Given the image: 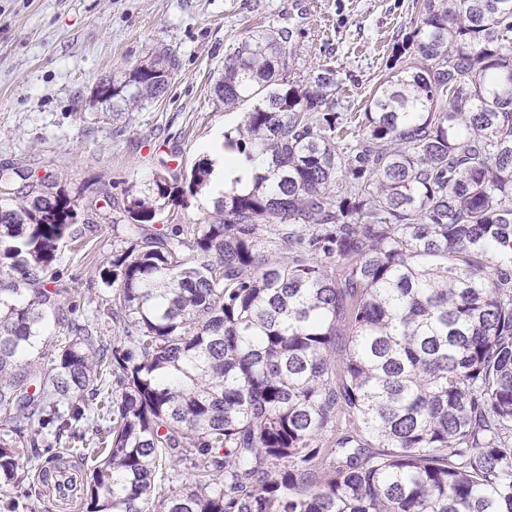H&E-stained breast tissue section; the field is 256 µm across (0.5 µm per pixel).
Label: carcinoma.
<instances>
[{"mask_svg": "<svg viewBox=\"0 0 512 512\" xmlns=\"http://www.w3.org/2000/svg\"><path fill=\"white\" fill-rule=\"evenodd\" d=\"M419 17L351 132L335 69L287 79L288 30L229 47L213 93L253 106L224 146L262 164L195 224L155 217L207 157L107 201L113 345L60 268L72 200L0 170V479L42 473L44 512L69 505L46 455L86 512H146L158 480L157 512H512V0ZM164 65L112 104L160 99Z\"/></svg>", "mask_w": 512, "mask_h": 512, "instance_id": "obj_1", "label": "carcinoma"}]
</instances>
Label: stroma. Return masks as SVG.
<instances>
[{"label":"stroma","mask_w":512,"mask_h":512,"mask_svg":"<svg viewBox=\"0 0 512 512\" xmlns=\"http://www.w3.org/2000/svg\"><path fill=\"white\" fill-rule=\"evenodd\" d=\"M418 16L416 0H0V168L52 176L80 203L61 266L81 303L100 301L97 266L123 235L85 201L122 200L166 165L190 171L235 131L248 104L224 108L212 87L244 26L288 28L292 77L335 68L342 111L361 112ZM158 53L178 64L163 98L117 112L95 98Z\"/></svg>","instance_id":"obj_1"}]
</instances>
